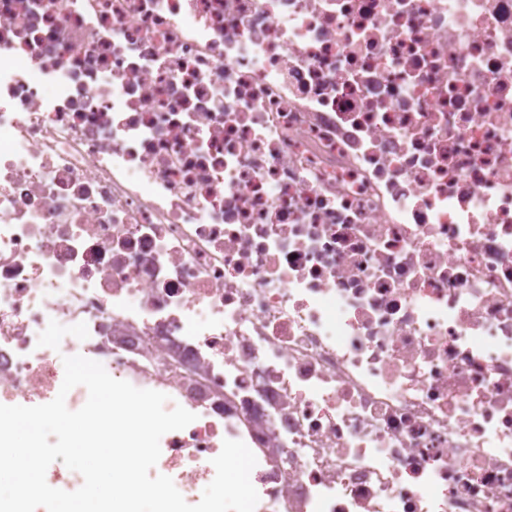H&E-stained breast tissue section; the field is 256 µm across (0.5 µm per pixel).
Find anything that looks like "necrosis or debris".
I'll return each instance as SVG.
<instances>
[{
    "mask_svg": "<svg viewBox=\"0 0 512 512\" xmlns=\"http://www.w3.org/2000/svg\"><path fill=\"white\" fill-rule=\"evenodd\" d=\"M195 414L255 512H512V0H0V404Z\"/></svg>",
    "mask_w": 512,
    "mask_h": 512,
    "instance_id": "1",
    "label": "necrosis or debris"
}]
</instances>
